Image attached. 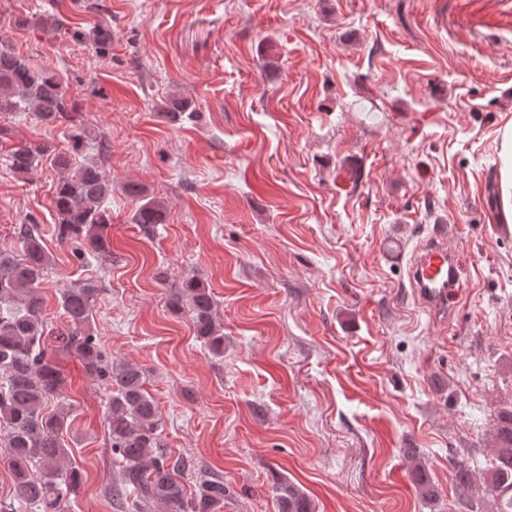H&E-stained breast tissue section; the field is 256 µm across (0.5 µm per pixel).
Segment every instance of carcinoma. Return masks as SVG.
<instances>
[{
  "label": "carcinoma",
  "mask_w": 512,
  "mask_h": 512,
  "mask_svg": "<svg viewBox=\"0 0 512 512\" xmlns=\"http://www.w3.org/2000/svg\"><path fill=\"white\" fill-rule=\"evenodd\" d=\"M74 36L90 41L99 53L112 42L100 24ZM20 110L43 124L67 123L75 132L64 150L43 141H19L10 154L11 169L25 178L39 161L50 159L61 174L53 199L59 241L75 244L81 260L108 251L111 215L103 203L112 195V181L96 164L76 160L84 151L85 130L77 126L67 90L54 72L0 49V114ZM126 193L137 203L135 223L147 232L162 223L163 205L148 197L143 186L129 183ZM18 235L22 254L0 250V447L6 449L14 474V494L0 499V512H68V498L81 486V474L66 465L68 454L60 441L70 411H46L49 401L61 397L64 385L50 349L77 356L89 374L111 388L107 438L122 469L107 489L110 498L120 501L125 512H150L155 504L162 512H224L223 479L200 471L196 490L190 492L184 483L185 461H170L145 373L132 364H110L97 341L92 319L101 290L98 280L85 279L66 289L61 295L63 321L48 326L40 288L50 258L38 225L22 224ZM169 305L175 312L188 309L196 336L214 355L224 354V334L209 288L189 278ZM275 491L281 512H315L295 483L282 480ZM488 491L507 498L512 509V415L498 433Z\"/></svg>",
  "instance_id": "obj_1"
}]
</instances>
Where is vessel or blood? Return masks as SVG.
<instances>
[{"mask_svg": "<svg viewBox=\"0 0 512 512\" xmlns=\"http://www.w3.org/2000/svg\"><path fill=\"white\" fill-rule=\"evenodd\" d=\"M453 260L448 235L441 229L435 230L411 252L407 266L409 285L428 315H437L456 298L448 289V270Z\"/></svg>", "mask_w": 512, "mask_h": 512, "instance_id": "b4317fda", "label": "vessel or blood"}]
</instances>
